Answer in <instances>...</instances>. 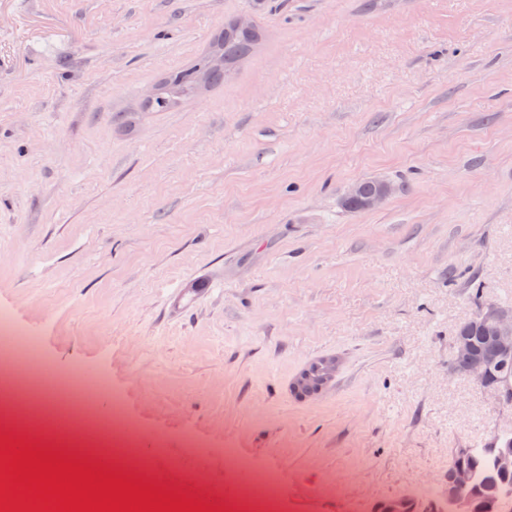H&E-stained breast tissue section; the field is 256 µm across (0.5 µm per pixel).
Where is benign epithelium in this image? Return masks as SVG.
<instances>
[{
    "instance_id": "obj_1",
    "label": "benign epithelium",
    "mask_w": 512,
    "mask_h": 512,
    "mask_svg": "<svg viewBox=\"0 0 512 512\" xmlns=\"http://www.w3.org/2000/svg\"><path fill=\"white\" fill-rule=\"evenodd\" d=\"M393 193V186L384 180H374L370 191H364L362 181L353 182L345 193V198L363 211L380 208ZM472 327L485 335L491 344V358L481 360L475 354L470 337L458 336L454 340V350L458 361L454 370L470 377L477 384L492 390L498 400L506 399L502 384L494 370L512 361V306L497 302H486L471 319ZM327 368L315 382L302 374L294 384V391L300 397H310L321 393L332 379L335 360L326 359ZM471 481L470 471L458 463L448 473V498L454 503L456 512H472L469 495L463 490Z\"/></svg>"
}]
</instances>
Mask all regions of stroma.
Returning a JSON list of instances; mask_svg holds the SVG:
<instances>
[{
  "mask_svg": "<svg viewBox=\"0 0 512 512\" xmlns=\"http://www.w3.org/2000/svg\"><path fill=\"white\" fill-rule=\"evenodd\" d=\"M262 41L169 112L225 22ZM394 191L351 212L350 183ZM512 304V0H0V368L96 375L146 475L278 512H442L512 406L451 373ZM332 357L330 386L293 392ZM277 503V488L273 480H267L264 482L259 490L252 496L233 502V510H237V506H248V510L244 512H275Z\"/></svg>",
  "mask_w": 512,
  "mask_h": 512,
  "instance_id": "1",
  "label": "stroma"
}]
</instances>
